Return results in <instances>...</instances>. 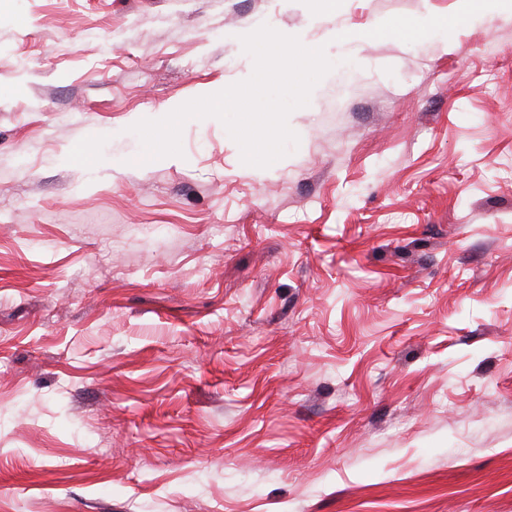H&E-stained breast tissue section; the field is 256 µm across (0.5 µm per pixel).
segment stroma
I'll return each instance as SVG.
<instances>
[{"instance_id":"obj_1","label":"stroma","mask_w":512,"mask_h":512,"mask_svg":"<svg viewBox=\"0 0 512 512\" xmlns=\"http://www.w3.org/2000/svg\"><path fill=\"white\" fill-rule=\"evenodd\" d=\"M264 23L298 147L137 163ZM0 512H512V10L0 0Z\"/></svg>"}]
</instances>
